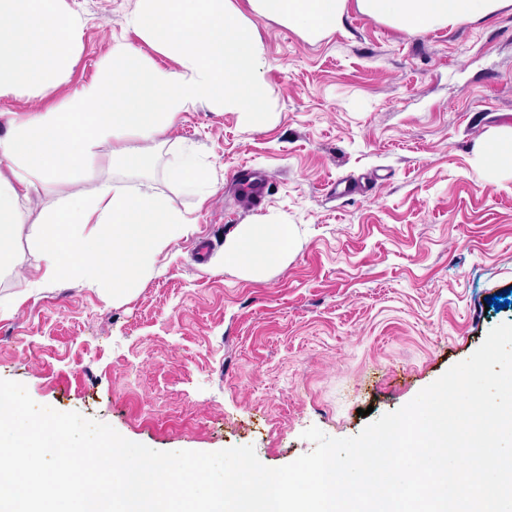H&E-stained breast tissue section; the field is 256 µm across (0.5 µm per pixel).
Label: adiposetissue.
<instances>
[{
	"mask_svg": "<svg viewBox=\"0 0 512 512\" xmlns=\"http://www.w3.org/2000/svg\"><path fill=\"white\" fill-rule=\"evenodd\" d=\"M351 0H137L130 27L174 68L114 43L97 78L43 112H16L0 135V273L16 264L19 225L32 223L42 279L132 295L156 258L187 236L191 221L159 193L115 180L151 163L159 138L189 108L237 113L250 128L274 117L265 47L252 19L298 29L317 42L340 30ZM358 11L405 31H434L492 17L512 0H352ZM82 22L65 0H0V95L57 90L77 55ZM96 164L93 190L73 173ZM168 181L206 196L208 169L193 155L172 160ZM57 200L31 216L38 190ZM294 225L275 216L237 225L224 240V267L259 281L294 254Z\"/></svg>",
	"mask_w": 512,
	"mask_h": 512,
	"instance_id": "ef3b65f1",
	"label": "adipose tissue"
}]
</instances>
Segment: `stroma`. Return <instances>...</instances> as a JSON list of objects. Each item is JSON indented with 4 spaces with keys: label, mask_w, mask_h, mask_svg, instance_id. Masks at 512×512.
Segmentation results:
<instances>
[{
    "label": "stroma",
    "mask_w": 512,
    "mask_h": 512,
    "mask_svg": "<svg viewBox=\"0 0 512 512\" xmlns=\"http://www.w3.org/2000/svg\"><path fill=\"white\" fill-rule=\"evenodd\" d=\"M82 48L59 91L0 98L43 111L92 81L136 0H66ZM265 77L278 117L184 112L134 186L164 194L195 229L165 249L136 294L111 302L79 283L34 291L30 225L0 275V378L41 405L96 419L169 452L253 446L268 467L311 452L309 427L358 435L396 411L488 331L512 323V172L484 146L512 127V7L458 27L409 33L349 8L344 29L310 42L262 17ZM195 147L214 191L164 176ZM267 176L243 199L237 167ZM352 177L361 188L336 194ZM258 215L298 229L287 266L255 282L225 270V237ZM370 416H362L364 408Z\"/></svg>",
    "instance_id": "1"
}]
</instances>
